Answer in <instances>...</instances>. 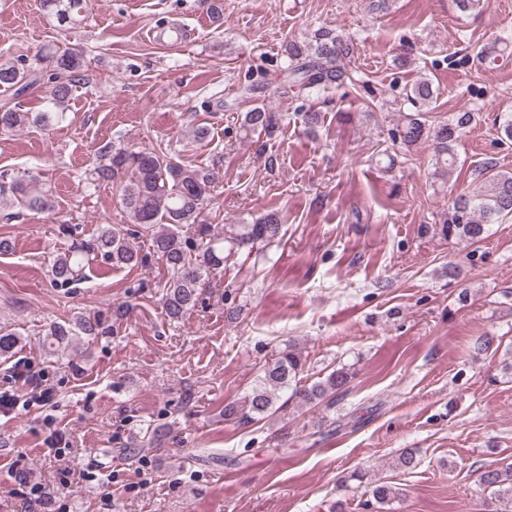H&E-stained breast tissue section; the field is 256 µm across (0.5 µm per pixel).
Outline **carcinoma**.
Listing matches in <instances>:
<instances>
[{
  "instance_id": "cac0c4a2",
  "label": "carcinoma",
  "mask_w": 512,
  "mask_h": 512,
  "mask_svg": "<svg viewBox=\"0 0 512 512\" xmlns=\"http://www.w3.org/2000/svg\"><path fill=\"white\" fill-rule=\"evenodd\" d=\"M89 0H39L47 21L61 30L79 28L87 19ZM353 46L333 31H321L309 43L290 40L283 44V73L288 83L302 90L325 91L353 80L346 59ZM37 69L22 59L0 61V92L17 99L33 85L45 81L48 103L43 112H31L23 105L5 103L0 107V132L22 131L31 126L49 130L63 120L67 103L84 80L83 53L73 49L62 51L48 47L42 51ZM434 91L427 80L419 81L403 93L401 101H393L397 111L404 113L398 129L400 144L406 152L425 140L434 145V175L445 178L456 167L454 143L475 120L470 110L456 112L447 121L431 126L423 115L431 111ZM283 115L260 103L244 113L240 129L245 139L273 138L280 129ZM483 189L456 195L448 218L441 226L447 238L479 242L486 237L489 226L512 218V172L497 171L492 166L482 170ZM91 184L107 182L115 187L119 203L128 218L150 237L154 253L171 273L163 305L171 319L181 317L195 306L201 282L210 270L224 263V253L250 252L262 242H272L281 235L282 218L276 211L252 223L238 224L231 235L217 238L203 224L201 215L207 195L215 180L214 172L188 168L155 149L134 151L114 144L104 148L87 173ZM0 208H16L50 214L55 209L50 188L38 177L29 175L16 179L0 174ZM183 224L197 225L199 241L185 239L179 229ZM100 258L114 268H133L140 255L124 230L110 224L102 226L89 240L75 239L57 253L50 265L51 280L57 288H74L88 277L91 261ZM106 334L100 317L79 314L49 326L42 346L46 354H65L81 338ZM22 342L19 333L0 328V358L8 361L15 356ZM304 367L301 351L290 345L273 363L263 367L255 385L239 403L224 406V418L243 423L274 418L283 408L281 394L288 393L286 402L301 407H314L330 401L345 388L354 372L349 367L332 369L324 378L309 385L300 384L299 373ZM401 470H412L419 464L412 448L403 449L394 460ZM349 481L369 488L366 508L384 505L397 497L399 491L386 482L373 481L360 471L352 472ZM479 483L492 502L512 506V464L485 469Z\"/></svg>"
}]
</instances>
